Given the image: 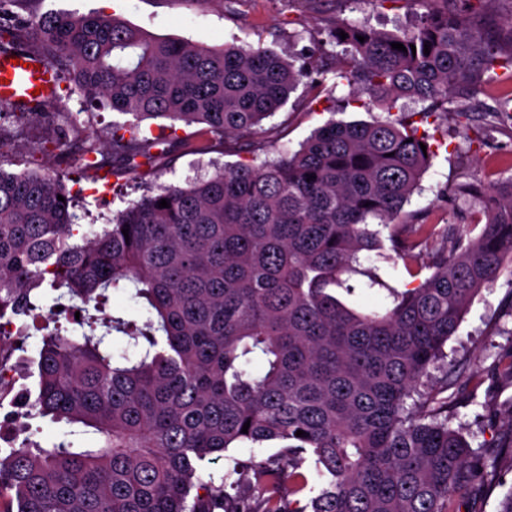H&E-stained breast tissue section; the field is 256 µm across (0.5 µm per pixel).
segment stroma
Masks as SVG:
<instances>
[{
    "instance_id": "35a3bbf8",
    "label": "stroma",
    "mask_w": 512,
    "mask_h": 512,
    "mask_svg": "<svg viewBox=\"0 0 512 512\" xmlns=\"http://www.w3.org/2000/svg\"><path fill=\"white\" fill-rule=\"evenodd\" d=\"M38 12L48 10L73 14L99 11L117 16L154 36L190 39L213 49L227 44L264 46L301 66L306 76L276 114L262 123L257 134L231 140L229 145L206 147L199 125L178 124V142L159 155L154 185L186 187L209 179L227 165L261 164L294 152L317 127L329 119L371 122L389 117L411 119L422 103L405 101L392 111L358 101L348 85L334 86L322 77L332 65L327 35L337 22H354L387 30L415 26L427 10L461 12L465 0H37ZM497 103L485 92L461 97L457 106L468 109V126L456 118L444 121L438 133L442 141L420 187L410 198L407 212L424 216L427 223L462 230L474 210L471 198L458 195L459 186L475 181H496L512 177V168L489 166L492 155L512 154V122L498 124L485 145L472 142V131L490 122ZM120 114L110 110L88 112L82 94L59 89L50 106L49 119L34 121L25 136L0 137V163L20 171L39 167L59 175L70 195L78 202L76 212L81 229L93 233L108 223L131 201L139 199L143 169H130L114 179L110 169L117 163L112 145L101 146L105 169L79 175L78 162L88 136H103ZM70 131L60 148L40 151L42 142L54 139L58 128ZM363 266L378 267L386 285L358 290L355 305L380 307L389 304V288L406 290L417 286L419 275L402 261H383L376 253H365ZM448 369L457 376L450 388L455 398L451 425L459 429L472 448L499 449L512 440V264L504 265L497 281L482 289L469 305L457 331L445 347Z\"/></svg>"
}]
</instances>
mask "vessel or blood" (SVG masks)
I'll return each mask as SVG.
<instances>
[{
    "instance_id": "1",
    "label": "vessel or blood",
    "mask_w": 512,
    "mask_h": 512,
    "mask_svg": "<svg viewBox=\"0 0 512 512\" xmlns=\"http://www.w3.org/2000/svg\"><path fill=\"white\" fill-rule=\"evenodd\" d=\"M54 73L47 61L19 51L0 54V101L15 103L31 100L34 93L48 95Z\"/></svg>"
}]
</instances>
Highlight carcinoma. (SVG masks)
Here are the masks:
<instances>
[{"label": "carcinoma", "instance_id": "obj_1", "mask_svg": "<svg viewBox=\"0 0 512 512\" xmlns=\"http://www.w3.org/2000/svg\"><path fill=\"white\" fill-rule=\"evenodd\" d=\"M32 2L0 0V52L46 58L54 88L10 113L15 128L45 116L66 83L90 108L128 117L109 140L130 163L152 165L168 138L140 135L142 121L203 124L222 143L255 133L304 76L260 45L214 50L98 11L37 14ZM466 2V16L429 11L407 31L336 24L331 72L387 111L409 99L428 103L419 122L440 120L486 74L512 80V14L491 41L472 24L485 0ZM432 139L413 121H331L275 161L149 188L92 238L74 229L60 179L0 160V319L45 297L81 304L88 330L42 335L31 408L96 436L92 448L27 438L0 454L7 512H455L497 458L473 449L450 426L452 398L427 388L448 390V338L512 262V177L463 189L487 212L476 237L423 224L404 207ZM389 227L391 251L418 268L430 239L453 248L440 245L417 287L389 289L385 310L344 302L353 276L383 285L360 258ZM121 291L144 302L141 321L106 312ZM115 336L136 356L115 358ZM265 442L277 445L266 460L235 462L254 472L258 496L204 480L213 455ZM309 461L324 477L311 498Z\"/></svg>", "mask_w": 512, "mask_h": 512}]
</instances>
